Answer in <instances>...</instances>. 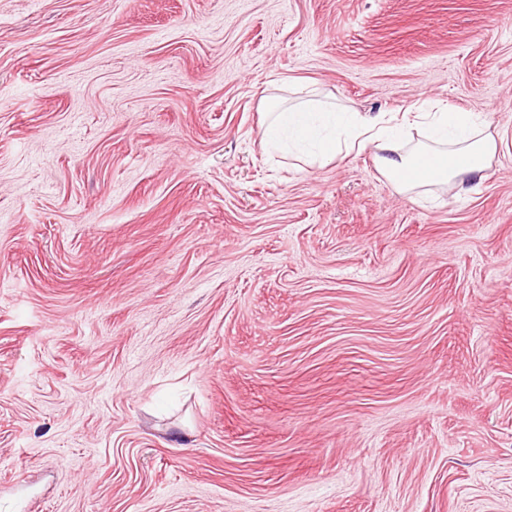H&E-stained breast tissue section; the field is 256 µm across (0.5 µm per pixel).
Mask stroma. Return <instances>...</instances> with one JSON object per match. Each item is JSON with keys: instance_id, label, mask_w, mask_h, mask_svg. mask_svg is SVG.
Returning <instances> with one entry per match:
<instances>
[{"instance_id": "obj_1", "label": "stroma", "mask_w": 512, "mask_h": 512, "mask_svg": "<svg viewBox=\"0 0 512 512\" xmlns=\"http://www.w3.org/2000/svg\"><path fill=\"white\" fill-rule=\"evenodd\" d=\"M303 91L501 148L302 172ZM0 512H512V0H0ZM267 113L262 139L269 150L314 167L373 146L381 152L376 156L379 172L404 192L451 183L458 194L465 195L469 183L486 178L489 160L498 149L494 137L485 133L488 121L483 113L445 105L434 111L404 112V121L413 115L410 122L430 134L408 152L402 151L379 115L361 114L311 97H300Z\"/></svg>"}]
</instances>
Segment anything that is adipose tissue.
<instances>
[{
	"mask_svg": "<svg viewBox=\"0 0 512 512\" xmlns=\"http://www.w3.org/2000/svg\"><path fill=\"white\" fill-rule=\"evenodd\" d=\"M413 122L428 135L405 152L380 116L301 97L273 108L262 126V139L269 150L308 166L375 148L379 172L404 192L449 183L464 195L471 182L485 179L498 145L487 132L484 114L444 105L415 113ZM431 158L436 164L430 168L426 162Z\"/></svg>",
	"mask_w": 512,
	"mask_h": 512,
	"instance_id": "adipose-tissue-1",
	"label": "adipose tissue"
}]
</instances>
